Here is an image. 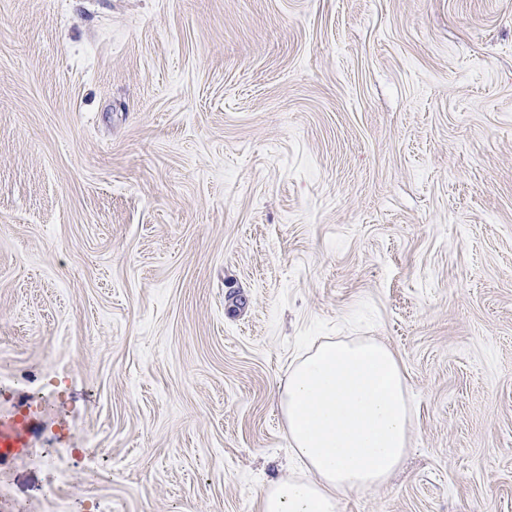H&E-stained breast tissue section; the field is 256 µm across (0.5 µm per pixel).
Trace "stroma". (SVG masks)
Wrapping results in <instances>:
<instances>
[{
    "instance_id": "35a3bbf8",
    "label": "stroma",
    "mask_w": 512,
    "mask_h": 512,
    "mask_svg": "<svg viewBox=\"0 0 512 512\" xmlns=\"http://www.w3.org/2000/svg\"><path fill=\"white\" fill-rule=\"evenodd\" d=\"M351 340L413 426L340 512H512V0H0V512H259ZM33 418L28 413L0 419L1 460L14 459L27 446Z\"/></svg>"
}]
</instances>
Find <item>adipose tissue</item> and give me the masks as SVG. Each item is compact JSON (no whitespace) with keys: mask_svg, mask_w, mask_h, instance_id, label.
<instances>
[{"mask_svg":"<svg viewBox=\"0 0 512 512\" xmlns=\"http://www.w3.org/2000/svg\"><path fill=\"white\" fill-rule=\"evenodd\" d=\"M292 452L308 471L262 491L260 512H339V498L385 484L407 452L413 413L394 352L324 343L278 391Z\"/></svg>","mask_w":512,"mask_h":512,"instance_id":"ef3b65f1","label":"adipose tissue"}]
</instances>
